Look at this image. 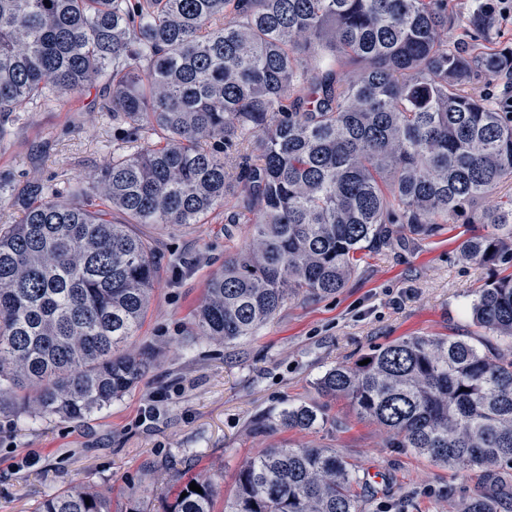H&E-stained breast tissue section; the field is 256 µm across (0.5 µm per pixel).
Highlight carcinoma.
I'll return each instance as SVG.
<instances>
[{
  "instance_id": "obj_1",
  "label": "carcinoma",
  "mask_w": 512,
  "mask_h": 512,
  "mask_svg": "<svg viewBox=\"0 0 512 512\" xmlns=\"http://www.w3.org/2000/svg\"><path fill=\"white\" fill-rule=\"evenodd\" d=\"M449 0H0V117L66 108L101 87L127 137L156 142L74 185L36 183L0 203V403L80 421L136 386L152 357L128 344L157 279L137 224H200L224 197L252 225L194 319L227 345L296 295L345 288L363 259L457 224L464 260L512 267V111L477 78L512 70V48L448 42ZM491 27L481 0L466 21ZM67 196V201L59 200ZM127 216L116 224L111 212ZM467 336H410L328 368L319 401L288 405L271 430L338 426L348 400L393 448L483 470L463 512H512V273L476 291ZM369 360L366 365L363 360ZM168 512H215L208 475ZM357 473L334 449L277 444L245 460L223 512H366ZM90 502H85V499ZM38 512H112L73 487Z\"/></svg>"
}]
</instances>
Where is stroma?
<instances>
[{
  "label": "stroma",
  "mask_w": 512,
  "mask_h": 512,
  "mask_svg": "<svg viewBox=\"0 0 512 512\" xmlns=\"http://www.w3.org/2000/svg\"><path fill=\"white\" fill-rule=\"evenodd\" d=\"M97 96L87 92L64 110L11 114L0 173L18 187L73 184L113 153L147 147L148 139H126ZM236 205L226 196L203 224L139 225L159 261L130 343L154 360L140 383L79 422L0 405V512H37L73 485L110 497L112 512H166L178 480L202 471L215 474L224 502L241 463L279 442L336 449L359 474L368 512H460L464 496L481 486L480 469L459 472L391 447L386 429L343 399L331 406L337 430L272 432L259 423L314 398L327 368L372 347L409 336L479 337L468 306L497 268L462 260L450 233L398 242L371 254L339 293L292 298L254 335L227 345L194 335L193 314L225 258L249 243V225L227 223ZM375 470L384 481L373 480Z\"/></svg>",
  "instance_id": "obj_1"
}]
</instances>
